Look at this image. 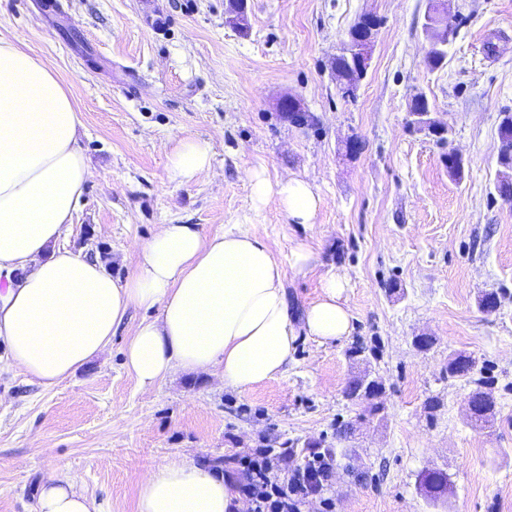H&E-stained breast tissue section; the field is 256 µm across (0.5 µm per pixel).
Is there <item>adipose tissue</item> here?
Listing matches in <instances>:
<instances>
[{
	"mask_svg": "<svg viewBox=\"0 0 512 512\" xmlns=\"http://www.w3.org/2000/svg\"><path fill=\"white\" fill-rule=\"evenodd\" d=\"M82 121L68 89L34 53L0 38V340L7 359L50 389L103 352L133 309H158L135 327L125 366L149 390L174 371L219 370L245 390L284 376L299 336L321 344L348 336L344 277L324 278L295 328L285 271L248 232L204 236L194 224H162L138 245L136 272L113 279L99 260L60 247L91 177L78 146ZM210 166L207 145L182 140L173 177ZM277 196L290 222L312 223L321 204L300 178H252L254 206ZM233 477L181 458L140 482L136 512H243ZM36 512H99L70 478L49 474Z\"/></svg>",
	"mask_w": 512,
	"mask_h": 512,
	"instance_id": "1",
	"label": "adipose tissue"
}]
</instances>
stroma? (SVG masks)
Returning a JSON list of instances; mask_svg holds the SVG:
<instances>
[{
    "label": "stroma",
    "instance_id": "obj_1",
    "mask_svg": "<svg viewBox=\"0 0 512 512\" xmlns=\"http://www.w3.org/2000/svg\"><path fill=\"white\" fill-rule=\"evenodd\" d=\"M427 4L247 0L241 34L224 24L226 0H0V37L57 73L84 124L92 176L62 246L123 279L159 225L247 231L284 266L294 313L336 273L354 316L350 336L300 338L285 376L242 392L216 371L140 389L124 348L154 309L130 311L105 351L54 388L1 361L0 512H33L52 472L102 512H136L151 467L187 456L232 472V456L262 437L289 442L299 463L306 444L336 442L343 422L356 426L341 442L348 455L325 497L300 512H512V201L496 190L500 118L512 112V0H446L456 30L439 70L426 62ZM367 13L381 24L367 74L345 97L332 62ZM289 96L314 125L283 118ZM417 96L451 127L448 142L409 126ZM184 138L211 156L189 182L169 175ZM451 150L464 159L459 180L445 166ZM257 172L309 181L322 199L313 223H290L274 196L254 209ZM299 243L314 255L303 271L290 266ZM490 291L500 306L487 312L479 300ZM422 336L429 347L417 346ZM454 354L475 359L497 400L481 427L470 421L473 384L448 374ZM364 374L383 386L382 418L344 396ZM429 469L450 477L437 501L420 484Z\"/></svg>",
    "mask_w": 512,
    "mask_h": 512
}]
</instances>
